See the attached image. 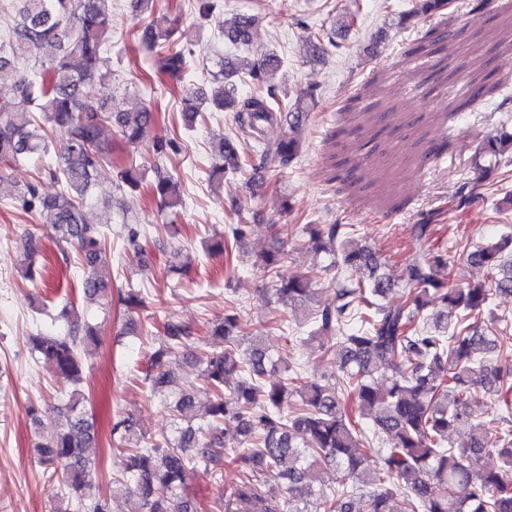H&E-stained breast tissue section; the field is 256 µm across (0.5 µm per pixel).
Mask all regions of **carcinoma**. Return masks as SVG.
Returning a JSON list of instances; mask_svg holds the SVG:
<instances>
[{
    "instance_id": "1",
    "label": "carcinoma",
    "mask_w": 512,
    "mask_h": 512,
    "mask_svg": "<svg viewBox=\"0 0 512 512\" xmlns=\"http://www.w3.org/2000/svg\"><path fill=\"white\" fill-rule=\"evenodd\" d=\"M108 0H19L7 42L0 45V68L48 47L33 73L16 80L12 96L0 101V183L10 163L40 159L48 154V135L38 122L45 117L65 137L66 155L50 170L59 189L41 197L30 184L17 194L28 210L45 215L60 249L75 247L87 270L81 283L90 300L111 292L99 267L105 238L102 226L89 224L82 213L95 180L112 165V141L103 136L112 126L125 142L144 140L155 122L153 109L142 103L112 108L111 78L99 66L103 45L112 28ZM452 0H412L409 15L441 14ZM255 18L239 14L224 21V38L238 49L253 41ZM174 31L145 26L141 41L159 56L160 70L179 74L189 58L168 48ZM283 61L266 53L248 73L260 92L241 98L235 77L236 61L222 57L210 89L186 88L183 120L192 128L207 103L212 111H230L242 134L257 137L265 125L278 121L283 133L269 149L281 165L301 152V129L316 103L311 89L295 92L292 101L277 95V73ZM494 88L493 73L480 84H469L463 96L478 98ZM177 150L175 140L153 144L155 173L152 191L163 207L177 214L182 206L179 184L163 168ZM214 173L236 174L243 168L241 141L221 137L213 142ZM512 153V135H487L475 163ZM118 188L140 186L136 168L117 172ZM313 248L331 258L322 267L330 276L335 301L312 305L318 273L283 276V252L263 256L264 269L275 295L286 308L298 310L311 323L308 336H292L301 344L315 341L326 354L339 359L336 381L323 382L293 370L271 384L268 374L279 371L275 360L252 338L242 335L240 315L229 310L214 325L212 336L224 350L198 358L201 379L214 391L203 423L196 426L197 402L191 387L176 385L165 369L167 358L189 345L192 332L166 322L163 339L152 356L146 377L152 392L172 398L179 426L148 447L130 417L112 426L123 456V480L113 494L134 497L140 512H190L187 480L199 465L221 464L234 445L249 451L241 463L249 477L271 476L258 489L241 485L237 499L246 512H280L288 497V512H397L395 499L404 498L406 512H512V419L480 417L469 405L471 392L481 387L512 407V373L491 366L489 355L498 337L487 335L477 319L491 311L497 295H512V235L477 245L466 261L483 271L485 279L455 288L437 278L448 266V254L430 250L413 258L399 282L379 277V262L366 248L350 240L347 224H307ZM401 299L391 300L392 289ZM438 303L448 315H434ZM97 341L89 325L69 324L32 338V350L55 372L77 386L83 381L81 348ZM384 378L386 383L379 382ZM57 421L50 441L37 447L40 460L61 475L84 512H110L108 498L93 492L88 449L95 443L93 422L83 410L79 390L56 407ZM466 435L463 448L448 445V434ZM383 445L371 461L362 448ZM495 451L500 465L488 467L484 458ZM463 487L467 494H457Z\"/></svg>"
}]
</instances>
